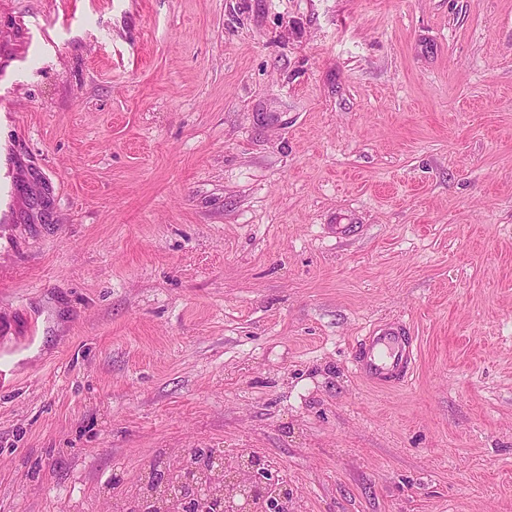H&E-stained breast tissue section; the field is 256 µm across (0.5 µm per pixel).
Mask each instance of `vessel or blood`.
Instances as JSON below:
<instances>
[{
	"label": "vessel or blood",
	"mask_w": 512,
	"mask_h": 512,
	"mask_svg": "<svg viewBox=\"0 0 512 512\" xmlns=\"http://www.w3.org/2000/svg\"><path fill=\"white\" fill-rule=\"evenodd\" d=\"M418 348L407 324L401 320L375 326L356 345L352 364L363 381L385 387L402 385L413 373Z\"/></svg>",
	"instance_id": "b4317fda"
}]
</instances>
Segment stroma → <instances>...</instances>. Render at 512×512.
Returning <instances> with one entry per match:
<instances>
[{"label": "stroma", "mask_w": 512, "mask_h": 512, "mask_svg": "<svg viewBox=\"0 0 512 512\" xmlns=\"http://www.w3.org/2000/svg\"><path fill=\"white\" fill-rule=\"evenodd\" d=\"M193 448L512 512V0H0V512ZM418 348L402 320L375 326L355 347L352 364L363 381L385 387L402 385L413 373Z\"/></svg>", "instance_id": "stroma-1"}]
</instances>
